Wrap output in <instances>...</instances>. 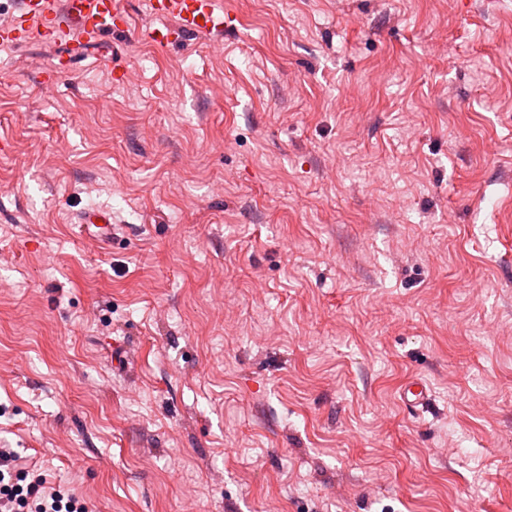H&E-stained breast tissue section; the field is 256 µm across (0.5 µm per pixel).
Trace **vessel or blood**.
<instances>
[{
	"mask_svg": "<svg viewBox=\"0 0 512 512\" xmlns=\"http://www.w3.org/2000/svg\"><path fill=\"white\" fill-rule=\"evenodd\" d=\"M151 7L155 16L176 21L175 26L152 31V39L159 43L224 28V13L216 0H151ZM127 28L128 0H17L11 22L0 24V47L39 42L78 50ZM400 397L404 407L414 412L429 401L419 380L405 384Z\"/></svg>",
	"mask_w": 512,
	"mask_h": 512,
	"instance_id": "obj_1",
	"label": "vessel or blood"
}]
</instances>
